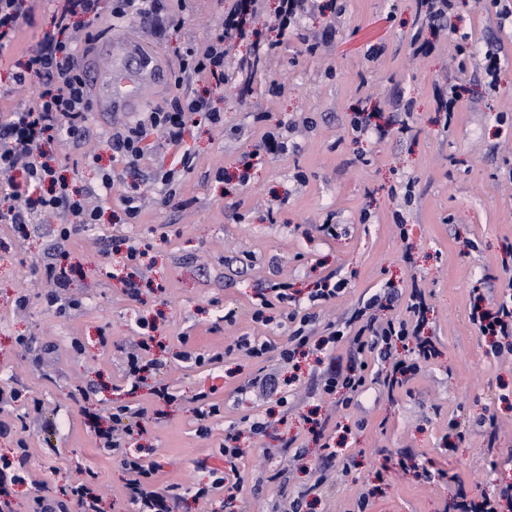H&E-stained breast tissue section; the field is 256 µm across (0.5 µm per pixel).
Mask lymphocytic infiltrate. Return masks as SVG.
<instances>
[{"mask_svg":"<svg viewBox=\"0 0 512 512\" xmlns=\"http://www.w3.org/2000/svg\"><path fill=\"white\" fill-rule=\"evenodd\" d=\"M257 0H234L225 12L221 33L212 37L200 49H186L175 75L176 82L191 76H204L215 84H224V59L227 42L245 40L249 36V22L256 11ZM453 0H417L416 25L418 31L412 41L418 53H428L432 44L420 36L422 29L432 33L448 30ZM98 13V0H63L53 16L51 31L35 46L25 50L26 61L13 76L15 85L24 86L30 80L38 85L28 103L9 112L0 122V175H10L16 205L0 212V221L23 225L37 212L61 211L71 222L61 225L60 241L70 237L71 224H95L99 212L88 204V191L70 187L51 165L48 150L60 137L80 139L83 124L92 109L86 72L76 46L66 33L75 17L86 19ZM204 113L215 126L223 125L221 113L209 108L200 97L175 98L167 106L140 113L128 124L113 129L109 138L113 156L128 164H136L144 152V142L155 132H162L167 146L181 148L186 123L191 115ZM182 150V148H181ZM179 162L183 169L194 164L192 153L182 150ZM343 285L325 278L317 282L307 294L308 313L295 308L297 298L288 282L273 283L268 292L259 294L253 304L252 318L266 322L269 310H278L282 323L292 326L287 345L279 348L282 363L292 364L299 349L304 348L313 333L312 308L335 299ZM404 307L402 315L379 321L382 310ZM428 306L425 293L419 285H412L408 297L391 291L372 294L355 308L349 318L340 324H329L323 329L322 345L336 346L349 340L347 363L329 360L322 372L324 390L333 394L345 391L360 392L367 381H375L394 393L402 388L408 374L417 371L419 364L431 362L437 355L432 337L426 336ZM470 322L479 335L489 340L494 352H512V290H505L500 300L484 307L473 303ZM412 351L410 359L398 358V348ZM87 422L100 448L118 453L121 467L131 476V503L135 512H171L169 501L178 500L177 485L158 489L154 476L156 462L140 456L126 455L122 447L127 440L148 433V423L141 410L129 404L113 406L108 415L89 414ZM60 497L50 504H39L35 512H101V498L93 480L85 479L60 487Z\"/></svg>","mask_w":512,"mask_h":512,"instance_id":"obj_1","label":"lymphocytic infiltrate"}]
</instances>
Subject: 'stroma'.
<instances>
[{"label": "stroma", "mask_w": 512, "mask_h": 512, "mask_svg": "<svg viewBox=\"0 0 512 512\" xmlns=\"http://www.w3.org/2000/svg\"><path fill=\"white\" fill-rule=\"evenodd\" d=\"M57 2L35 0L31 23L0 54V119L32 93L13 87L12 76L23 49L51 30ZM112 4L99 0L97 18L78 31L86 66L106 64L101 38L134 34L170 71L185 47L203 46L218 32L231 0H161L154 27L145 29L135 21L113 23ZM275 6L276 0H261L251 25L256 38H277L281 45L255 74L249 96L240 97L234 84L196 76L179 87L162 81L144 103L150 110L179 95L203 94L223 113V127L192 115L182 147L150 136L131 168L112 156L108 137L117 122L111 113L89 112L82 145L66 139L55 154L79 188L98 187L101 171L114 173L111 191L91 200L100 222L73 225L62 245L57 229L66 218L60 212L38 215L19 231L0 223V388L28 392L19 404L0 401V421L8 424L0 432V455L21 438L29 448L30 480L14 489L18 512H34L36 498L55 496L81 468L95 473L103 512H131L128 475L96 448L82 410L125 401L119 385L142 318L155 322L161 343L153 352L161 360L155 376L176 396L164 422L142 440L160 467L157 483L181 484L175 512H225L223 493L205 505L195 497L210 470L224 467L218 452L224 429L265 417L276 405L275 397L242 395L237 388L263 367L289 375L277 352L259 362L234 349L240 336L288 341L287 328L252 322L251 301L270 282H290L303 294L331 273L346 287L315 309V329L349 314L364 296L384 287L406 290L417 278L429 295L428 330L440 355L400 393L369 383L346 408L302 366L286 388V423L240 437L245 455L235 512H271L276 501L313 481L322 450L305 418L314 408L330 425L350 428L336 446L314 512H350L359 489L376 483L384 494L370 512H443L456 489L422 482L420 466L458 471L473 491L512 483V353L490 352L468 318L473 288L494 301L512 285V257L504 252L512 242V27L499 26L492 0L457 2V24L470 34L476 56L489 49L504 55L491 84L473 65H460L446 35L435 37L429 57L414 56L416 0H318L300 32L283 38L272 28ZM174 17L180 29L170 26ZM336 18L342 24L335 38L323 39ZM315 38L318 50L308 53L306 43ZM437 83L462 90L461 109L448 123L435 110ZM361 97L378 106L380 124L399 119L397 99L411 101L412 136L354 137L350 108ZM290 124L295 131L287 152H266L264 135ZM184 147L195 155L193 168L178 173L177 194L169 200L157 176L175 166ZM404 194L410 203L397 205ZM129 195L142 199L131 224L122 211ZM397 209L406 221L401 228L393 218ZM365 211L371 218L364 224ZM325 224L335 225V235L322 232ZM123 239L150 247L138 268L150 286L136 299L122 286L127 271L116 243ZM50 262L72 269L59 300L67 308L62 315L46 302ZM184 347L206 364L175 360ZM216 352L222 361H212ZM209 388L224 414L209 421L210 434L202 438L192 398ZM79 389L87 399L76 397ZM452 427L462 435L453 453L443 441ZM289 442L305 457L281 483L271 478L280 462L265 451ZM407 448L417 454L416 468L383 470L385 456ZM200 458L207 468L196 467Z\"/></svg>", "instance_id": "35a3bbf8"}]
</instances>
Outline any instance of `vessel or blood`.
Wrapping results in <instances>:
<instances>
[{
  "label": "vessel or blood",
  "instance_id": "vessel-or-blood-1",
  "mask_svg": "<svg viewBox=\"0 0 512 512\" xmlns=\"http://www.w3.org/2000/svg\"><path fill=\"white\" fill-rule=\"evenodd\" d=\"M103 51L109 56L108 69H92L89 80L95 88L94 109L125 116L138 111L148 87L165 76L163 67L147 57L138 43L105 40Z\"/></svg>",
  "mask_w": 512,
  "mask_h": 512
}]
</instances>
